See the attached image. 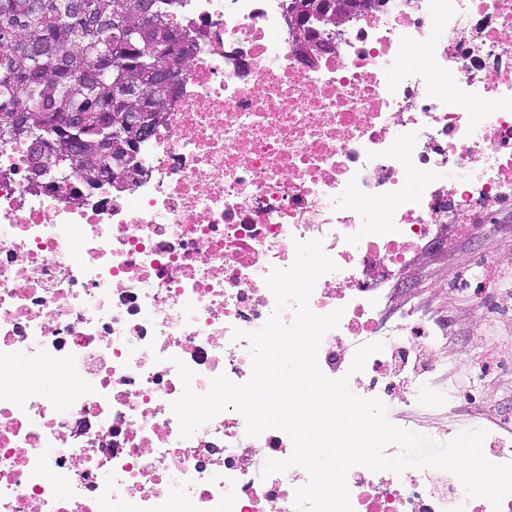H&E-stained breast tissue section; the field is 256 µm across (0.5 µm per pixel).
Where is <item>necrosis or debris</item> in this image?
<instances>
[{
    "label": "necrosis or debris",
    "instance_id": "4bbe7bcc",
    "mask_svg": "<svg viewBox=\"0 0 512 512\" xmlns=\"http://www.w3.org/2000/svg\"><path fill=\"white\" fill-rule=\"evenodd\" d=\"M284 0H182L203 32L132 187L28 188L26 140L0 141V512H298L290 437L225 411L182 438L178 363L206 393L248 380L234 329L319 239L337 265L310 297L342 309L318 364L384 405L445 406L443 328L386 290L452 224L512 204V0H383L303 65ZM380 342L363 371L358 347ZM69 389H61L58 369ZM353 512H512L438 469L347 473Z\"/></svg>",
    "mask_w": 512,
    "mask_h": 512
}]
</instances>
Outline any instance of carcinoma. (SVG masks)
I'll list each match as a JSON object with an SVG mask.
<instances>
[{"instance_id":"carcinoma-1","label":"carcinoma","mask_w":512,"mask_h":512,"mask_svg":"<svg viewBox=\"0 0 512 512\" xmlns=\"http://www.w3.org/2000/svg\"><path fill=\"white\" fill-rule=\"evenodd\" d=\"M177 0H0V116L24 117L27 135L53 142L75 114L115 110L113 98L132 78L143 112H166L184 58L178 41L191 44L192 28L172 25ZM81 71L72 77L64 62ZM88 140L122 139L117 126L92 121Z\"/></svg>"}]
</instances>
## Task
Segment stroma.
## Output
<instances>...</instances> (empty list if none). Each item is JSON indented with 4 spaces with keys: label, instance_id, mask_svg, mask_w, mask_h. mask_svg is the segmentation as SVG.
Masks as SVG:
<instances>
[{
    "label": "stroma",
    "instance_id": "1",
    "mask_svg": "<svg viewBox=\"0 0 512 512\" xmlns=\"http://www.w3.org/2000/svg\"><path fill=\"white\" fill-rule=\"evenodd\" d=\"M412 295L448 322V380L478 387L467 410L420 415L457 429L512 414V207L453 228L449 244L417 257L393 301Z\"/></svg>",
    "mask_w": 512,
    "mask_h": 512
}]
</instances>
